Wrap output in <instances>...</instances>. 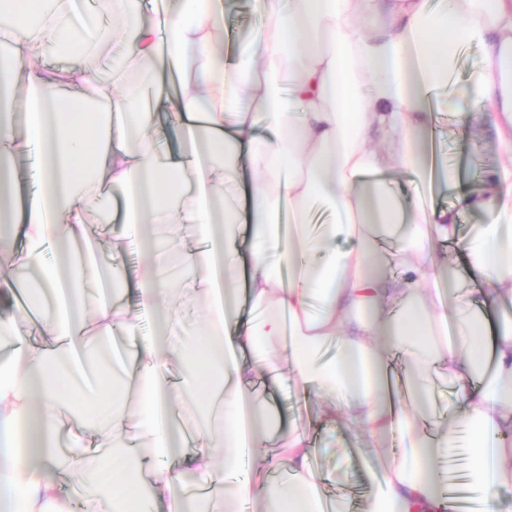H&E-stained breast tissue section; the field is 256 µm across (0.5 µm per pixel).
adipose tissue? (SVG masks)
Returning a JSON list of instances; mask_svg holds the SVG:
<instances>
[{
    "instance_id": "adipose-tissue-1",
    "label": "adipose tissue",
    "mask_w": 512,
    "mask_h": 512,
    "mask_svg": "<svg viewBox=\"0 0 512 512\" xmlns=\"http://www.w3.org/2000/svg\"><path fill=\"white\" fill-rule=\"evenodd\" d=\"M62 0H0L9 16L15 65L0 66V90L26 105L0 106V300L16 304L0 318V512H56L57 475L81 469L93 436L139 428L143 452L106 455L94 470L100 495L84 512H192L194 486L239 512L248 496L256 512H328L311 465L310 433L290 429L277 452L294 479L288 488L262 474L238 479L242 458L269 436L268 410L246 385L255 372L270 384L289 376L298 393L322 406L314 426L360 427L376 441L387 430L411 441L410 459L384 465L363 512H453L442 490V461L467 433L473 491L512 484V324L489 341L465 301L449 305L445 267L433 259L437 241L455 243L451 210L405 213L382 174L403 167L427 179L418 136L432 99L475 96L498 112L500 142L512 148V0H262L269 33L250 39L226 63L217 39L218 0H166L146 16L128 0H108L120 28L125 65L104 77L95 41L72 28ZM51 8V22L30 24ZM482 46L486 67L476 82L455 81L460 45ZM68 44L69 64L38 60ZM265 78L247 80L255 67ZM195 73L191 89L170 106L189 136L180 153L162 152L153 111L142 101L162 72ZM378 131L381 148L368 147ZM37 162L39 188L24 207L14 203L23 154ZM260 156L263 177L247 208L224 194L242 155ZM126 202L119 237L140 239L150 260L128 278L141 307L156 315L144 336L122 299L98 297L101 261L84 250L88 218L103 191ZM335 218L309 226L313 199ZM459 203L486 211L471 260L484 304L512 302V158L492 188L460 189ZM194 225L203 246L179 250L152 224ZM250 233L246 286L237 288L241 231ZM396 244L401 279L384 278L375 256L379 235ZM345 236L351 248L330 251ZM59 244L66 266L47 264ZM193 266L205 286L207 348L187 338V323L170 303L180 265ZM125 322L129 365L100 379L97 402L76 417L69 370L77 358L104 360ZM178 351L181 387L200 390L207 421L177 423L163 349ZM399 352L415 364L448 372L459 403L448 429L430 442L419 425L423 402L393 412L384 394L386 358ZM287 365H280V356ZM224 430V455L210 446ZM152 481L133 482L144 461Z\"/></svg>"
}]
</instances>
